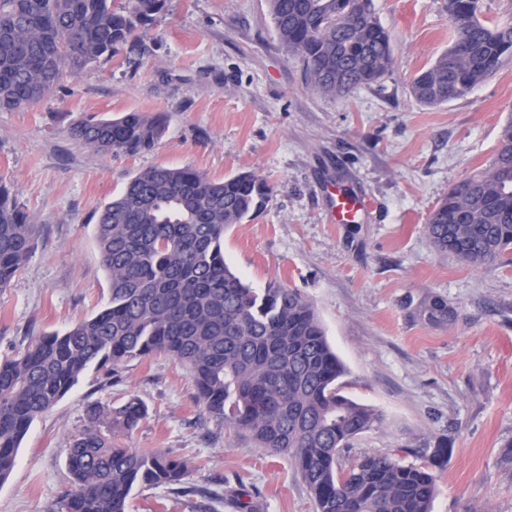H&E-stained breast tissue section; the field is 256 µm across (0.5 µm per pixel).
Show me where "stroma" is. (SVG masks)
Masks as SVG:
<instances>
[{"instance_id":"obj_1","label":"stroma","mask_w":512,"mask_h":512,"mask_svg":"<svg viewBox=\"0 0 512 512\" xmlns=\"http://www.w3.org/2000/svg\"><path fill=\"white\" fill-rule=\"evenodd\" d=\"M395 63L377 82L333 97L315 91L279 41L269 0H167L143 36L50 97L0 111V183L35 226L34 248L0 290V358L31 337L62 332L108 294L93 238L98 207L142 169L190 166L210 178L251 171L272 192L224 234V259L256 291L277 283L313 304L346 365L345 395L378 409L380 424L342 452L430 466L432 512H512V264L475 270L437 252L427 215L451 184L481 169L512 116V65L467 97L417 102L412 78L448 47L446 0H373ZM162 112L168 130L136 156L79 145L90 115ZM366 198L356 222L332 217L336 195ZM428 296L457 315L430 325ZM139 397L147 415L123 447L191 461L194 495L137 487L128 512H229L224 484L242 480L259 512H315L292 459L256 447L198 404L185 368L154 355L107 376L90 367L30 427L0 484V512H65L66 460L86 407ZM447 443L440 462L432 457Z\"/></svg>"}]
</instances>
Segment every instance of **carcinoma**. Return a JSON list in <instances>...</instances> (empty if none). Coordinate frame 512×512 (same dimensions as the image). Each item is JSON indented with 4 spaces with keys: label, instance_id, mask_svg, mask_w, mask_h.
<instances>
[{
    "label": "carcinoma",
    "instance_id": "cac0c4a2",
    "mask_svg": "<svg viewBox=\"0 0 512 512\" xmlns=\"http://www.w3.org/2000/svg\"><path fill=\"white\" fill-rule=\"evenodd\" d=\"M279 41L304 62L312 87L346 96L394 64L373 0H269ZM166 0H0V111L37 102L68 75L119 47L139 48V33ZM448 49L411 83L424 105L466 97L512 62V21L480 18L481 0H447ZM166 132L160 112L88 116L71 136L82 146L135 156ZM253 172L222 180L185 166L137 172L97 211L94 238L109 280L107 302L66 332L36 337L0 359V484L11 474L31 424L49 411L92 364L116 372L166 355L184 365L204 412L246 433L260 448L290 457L315 512H432L436 476L367 454L344 468L341 451L382 421L342 393L345 366L331 348L312 303L298 290L259 293L224 260V231L269 194ZM433 247L481 269L512 254V121L488 164L455 182L430 211ZM33 225L15 193L0 184V289L28 259ZM421 319L451 321L448 302L417 306ZM134 396L117 406L92 404L89 424L70 445L66 512H126L133 490L187 485L188 462L165 452L120 448L112 436L145 417Z\"/></svg>",
    "mask_w": 512,
    "mask_h": 512
}]
</instances>
